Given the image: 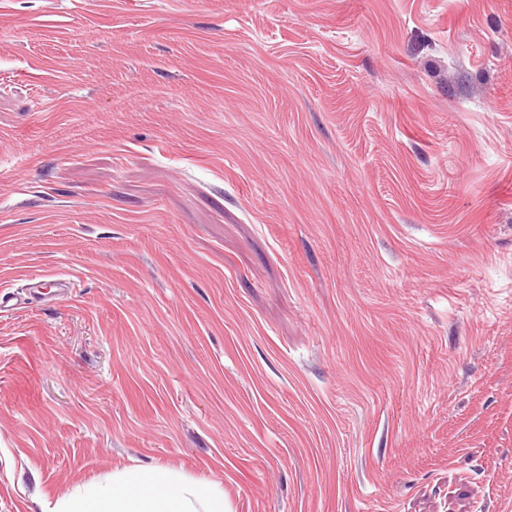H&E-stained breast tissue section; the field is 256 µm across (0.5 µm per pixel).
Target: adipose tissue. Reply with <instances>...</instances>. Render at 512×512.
Segmentation results:
<instances>
[{
  "label": "adipose tissue",
  "mask_w": 512,
  "mask_h": 512,
  "mask_svg": "<svg viewBox=\"0 0 512 512\" xmlns=\"http://www.w3.org/2000/svg\"><path fill=\"white\" fill-rule=\"evenodd\" d=\"M60 512H225L224 489L216 481H195L172 469L131 468L111 488L76 489Z\"/></svg>",
  "instance_id": "1"
}]
</instances>
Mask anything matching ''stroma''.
<instances>
[{
	"label": "stroma",
	"instance_id": "35a3bbf8",
	"mask_svg": "<svg viewBox=\"0 0 512 512\" xmlns=\"http://www.w3.org/2000/svg\"><path fill=\"white\" fill-rule=\"evenodd\" d=\"M0 512H512V0H0ZM112 494L96 484L76 489L57 512H226L224 488L172 469L131 468L113 476Z\"/></svg>",
	"mask_w": 512,
	"mask_h": 512
}]
</instances>
